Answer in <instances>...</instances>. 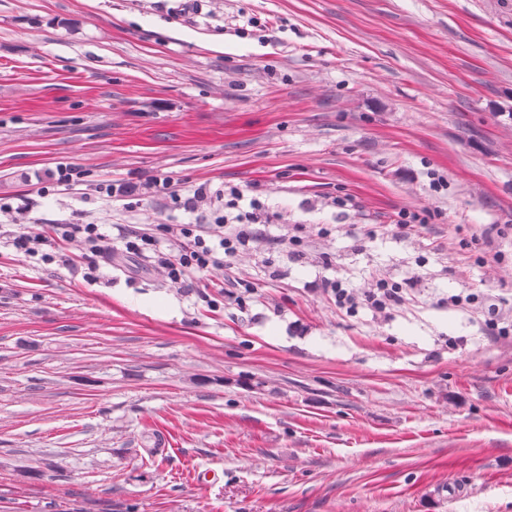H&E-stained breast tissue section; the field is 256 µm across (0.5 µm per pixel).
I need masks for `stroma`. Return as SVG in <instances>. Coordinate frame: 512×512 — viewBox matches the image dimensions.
Instances as JSON below:
<instances>
[{
  "mask_svg": "<svg viewBox=\"0 0 512 512\" xmlns=\"http://www.w3.org/2000/svg\"><path fill=\"white\" fill-rule=\"evenodd\" d=\"M228 185L263 237L187 285L116 237ZM0 201V512H512V0H0ZM88 175L78 167L68 164H59L56 167L55 185L64 187V190L74 189L76 186L84 185L88 182ZM148 189L152 190L153 193L165 196L170 199L174 204H178L182 207H189L193 201L201 200L205 197V188L200 187L194 191L192 198H186L182 201V197L179 190L176 189L175 181L170 176H152L147 183ZM98 224H53L51 229L57 236L78 239L84 250L93 257H108L112 252L111 238L99 232ZM46 232H19L13 237V245L16 249L26 254L39 253L43 246H50L51 243ZM336 299V305L339 308L346 309L349 313H354L361 305H366L378 312H384L390 306L402 301V288L390 284L384 278L376 280L375 288L358 295L350 288H343L342 284L336 282L330 286Z\"/></svg>",
  "mask_w": 512,
  "mask_h": 512,
  "instance_id": "stroma-1",
  "label": "stroma"
}]
</instances>
